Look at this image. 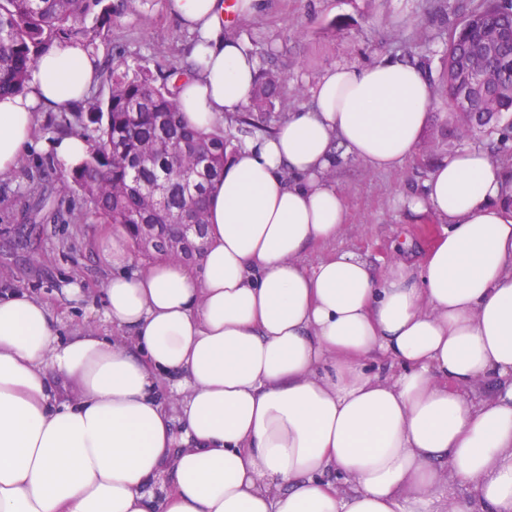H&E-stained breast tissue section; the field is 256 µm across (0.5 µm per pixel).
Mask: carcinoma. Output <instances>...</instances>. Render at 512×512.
<instances>
[{
	"label": "carcinoma",
	"mask_w": 512,
	"mask_h": 512,
	"mask_svg": "<svg viewBox=\"0 0 512 512\" xmlns=\"http://www.w3.org/2000/svg\"><path fill=\"white\" fill-rule=\"evenodd\" d=\"M95 26L88 28V19ZM112 25V5L104 0H0V97L25 92L39 58L57 42L98 33ZM500 35L492 56L485 57L491 87L473 94L466 121L473 129L492 127L505 142L512 134V0H472L452 25L441 54L439 84L448 102L468 89L467 72L480 54L486 33ZM286 81L280 70L259 71L246 111L224 118L225 125L199 130L182 118L175 92L157 83L142 66L130 72L112 61L107 97L91 103V151L80 165L65 170L58 191L79 190L96 218L126 229L135 253L148 260L187 261L167 243L186 235L172 222L174 211L194 210L206 235L211 186L221 179L242 138L270 134L286 113L276 111ZM205 178L183 191L184 174ZM157 224L158 243L142 249L140 225Z\"/></svg>",
	"instance_id": "1"
}]
</instances>
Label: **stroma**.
Wrapping results in <instances>:
<instances>
[{
  "label": "stroma",
  "mask_w": 512,
  "mask_h": 512,
  "mask_svg": "<svg viewBox=\"0 0 512 512\" xmlns=\"http://www.w3.org/2000/svg\"><path fill=\"white\" fill-rule=\"evenodd\" d=\"M470 0H258L252 15L225 24L227 35L255 54L258 65L281 68L287 83L288 110L309 106L310 92L328 69L365 66L398 53L401 41L416 44L448 39L449 26L461 18ZM112 27L96 38L100 67L124 59L149 66L163 78L189 59L190 32L164 8V0H112ZM77 109L40 113L35 143L12 177L0 180V295L17 288L38 295L51 306L60 336L94 327L111 335L119 330L104 316L102 289L112 264L95 247L103 228L80 193L60 194L61 168L45 144L79 131ZM487 138L475 134L451 139L438 149L420 144L401 168L374 170L357 160L335 168L330 178L344 193L348 222L330 241L308 247L304 266L351 252L372 266L402 258L420 262L434 246L441 226L433 217L410 221L397 203L400 191L421 183L448 153L484 149ZM81 281L84 300L62 302L59 293Z\"/></svg>",
  "instance_id": "35a3bbf8"
}]
</instances>
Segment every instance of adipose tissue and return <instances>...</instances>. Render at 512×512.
<instances>
[{"mask_svg":"<svg viewBox=\"0 0 512 512\" xmlns=\"http://www.w3.org/2000/svg\"><path fill=\"white\" fill-rule=\"evenodd\" d=\"M165 7L200 37L185 120L243 111L258 67L225 39L222 0ZM99 78L85 43L61 42L0 98V178L38 112ZM435 108L422 66L327 70L308 108L225 165L198 265L142 266L124 228L101 233L119 335L62 338L45 301L0 297V512H512V176L476 149L439 162L401 199L442 224L420 263L300 261L347 219L328 171L401 167Z\"/></svg>","mask_w":512,"mask_h":512,"instance_id":"adipose-tissue-1","label":"adipose tissue"}]
</instances>
